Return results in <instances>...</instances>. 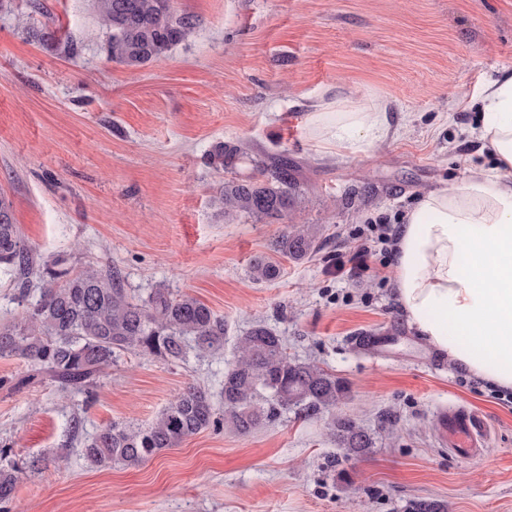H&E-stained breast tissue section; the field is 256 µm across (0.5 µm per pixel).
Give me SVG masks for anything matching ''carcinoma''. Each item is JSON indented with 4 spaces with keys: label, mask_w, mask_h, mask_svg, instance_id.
<instances>
[{
    "label": "carcinoma",
    "mask_w": 512,
    "mask_h": 512,
    "mask_svg": "<svg viewBox=\"0 0 512 512\" xmlns=\"http://www.w3.org/2000/svg\"><path fill=\"white\" fill-rule=\"evenodd\" d=\"M96 12L101 25L110 30L109 56L131 67L165 55L187 40L196 25L192 16L177 14L170 0H96ZM243 158L240 147L226 143L214 156L227 172ZM219 201L228 219L243 215L254 224H268L294 211L301 193L288 163L277 161L265 180L252 175L225 181ZM317 246L314 229L296 227L276 240L275 251L302 261ZM0 265L24 288V297L30 296L33 279L40 283L26 316L0 326V357L24 360L31 377H49L64 390L88 393L99 375L125 352L176 363L192 351L203 354L224 347V318L194 296L156 288L137 299L124 288L115 268L88 265L74 271L42 262L23 244L12 202L4 195H0ZM249 270L257 282L279 274V267L264 256L254 258ZM344 393L334 375L317 364L290 358L284 338L259 323L237 338L235 360L224 372V415L217 416L207 391L189 384L148 424L109 425L83 442V452L99 468H136L160 451L177 448L224 422L247 434L290 411L318 419L332 412ZM331 431L349 453L361 454L373 447L371 434L350 418L333 422ZM8 456L9 449L0 448V506L13 501L26 472H39L42 466L36 458L24 469Z\"/></svg>",
    "instance_id": "1"
}]
</instances>
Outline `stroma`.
Returning a JSON list of instances; mask_svg holds the SVG:
<instances>
[{
  "instance_id": "stroma-1",
  "label": "stroma",
  "mask_w": 512,
  "mask_h": 512,
  "mask_svg": "<svg viewBox=\"0 0 512 512\" xmlns=\"http://www.w3.org/2000/svg\"><path fill=\"white\" fill-rule=\"evenodd\" d=\"M192 35L138 67L112 61L93 0H0V192L25 243L74 270L120 269L128 291L192 295L224 319L216 354L170 364L132 354L93 398L49 379L19 386L23 360L0 358V445L18 465L49 463L18 485L11 512H512V390L449 364L407 322L385 255L337 277L358 229L397 228L422 195L490 169L465 102L512 68V0H171ZM54 39H38L41 30ZM376 101L386 138L363 151L315 131L337 103ZM222 143L283 159L303 193L271 224L226 223ZM296 224L320 247L296 263L274 250ZM264 256L277 279L255 282ZM262 323L290 357L347 388L335 416L373 433L347 453L332 417L285 415L242 435L210 428L137 468L91 466L84 435L150 422L186 385L219 396L238 336ZM391 337L387 350L359 336ZM443 405L478 414L483 445L438 443Z\"/></svg>"
}]
</instances>
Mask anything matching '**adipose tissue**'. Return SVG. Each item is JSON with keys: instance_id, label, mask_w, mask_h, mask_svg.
Segmentation results:
<instances>
[{"instance_id": "ef3b65f1", "label": "adipose tissue", "mask_w": 512, "mask_h": 512, "mask_svg": "<svg viewBox=\"0 0 512 512\" xmlns=\"http://www.w3.org/2000/svg\"><path fill=\"white\" fill-rule=\"evenodd\" d=\"M491 172L426 195L398 230L393 279L408 323L475 377L512 389V69L477 99ZM381 107H342L329 134L361 149L384 138Z\"/></svg>"}]
</instances>
